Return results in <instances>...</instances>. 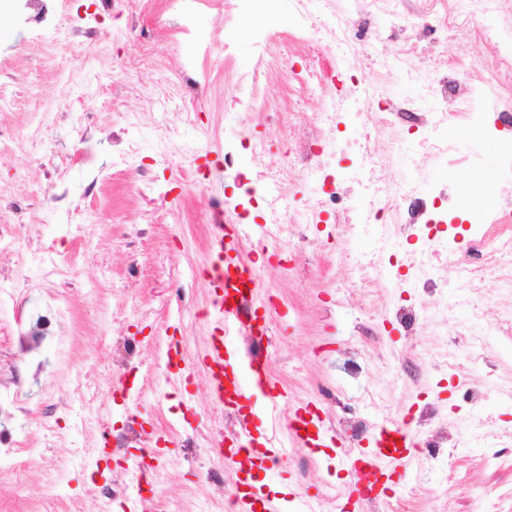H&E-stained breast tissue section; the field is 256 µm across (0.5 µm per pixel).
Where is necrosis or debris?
Wrapping results in <instances>:
<instances>
[{"label": "necrosis or debris", "mask_w": 512, "mask_h": 512, "mask_svg": "<svg viewBox=\"0 0 512 512\" xmlns=\"http://www.w3.org/2000/svg\"><path fill=\"white\" fill-rule=\"evenodd\" d=\"M281 2L224 0V20L229 23L241 17L250 23L257 53L265 56L275 49L265 23ZM292 2L311 58L308 80L327 106L298 125L296 152L288 161L273 158L258 143L225 142V177L233 180L240 193L250 195L283 181L294 165L311 200L303 223L318 224L327 215L353 238L375 227L371 252L354 262L363 274L358 290L372 287L380 278L399 287L435 289L438 266H453L455 284L441 298L442 318L447 321L457 311H467V318L458 324L466 341L446 351L441 364L455 371L488 363L495 343H512V150L499 156L498 210L475 215L463 246L454 237L430 233L429 228L444 223V210L468 203L478 191L477 184L467 179L444 184L430 199L393 181L392 172L409 168L420 176L427 161L450 160L459 132L487 140L512 130V0H352L347 13L337 8L335 0H319L315 11L309 7L310 0ZM377 17L388 20L386 32L370 29L369 20ZM488 18L493 19V27H483ZM462 28L471 29L485 46L482 69L461 73L434 68L422 76L409 69L407 78L422 81L420 94L406 99L387 95L393 69L384 53L386 40H400V53L406 56L427 39L447 47L449 36ZM361 54L372 58L377 84L363 83L351 68V59ZM342 145L349 147L352 161L346 176L339 178L326 168ZM394 238L415 242V260L404 275L391 263L389 248ZM490 276L498 294L509 300L491 321L482 304ZM474 442L485 447L487 468L512 466V432L497 429L487 418L458 426L451 437L432 429L427 445L444 446L453 453Z\"/></svg>", "instance_id": "obj_1"}]
</instances>
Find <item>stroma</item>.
Returning <instances> with one entry per match:
<instances>
[{"instance_id":"stroma-1","label":"stroma","mask_w":512,"mask_h":512,"mask_svg":"<svg viewBox=\"0 0 512 512\" xmlns=\"http://www.w3.org/2000/svg\"><path fill=\"white\" fill-rule=\"evenodd\" d=\"M269 28L277 49L258 60L250 28L232 25V55L214 48L198 59L205 86L189 90L181 59L193 54L178 30L173 0H69L43 24L13 15L0 32V224L17 239L0 242V396L27 391L17 418L26 436L23 469H0V512H122L133 489L125 466L141 454L126 442L137 417L145 431L177 435L158 445L156 501L162 512H209L231 488L234 468L207 441L228 423L215 408L199 365L214 322L204 271L212 262L214 201L234 193L224 176V143L249 135L288 142L287 125L264 123L263 109L316 112V93L290 81L305 65L285 0ZM261 66L271 77L241 125L224 120L226 71ZM501 147L458 138L461 178L490 181ZM245 249L263 294L286 300L271 320L267 362L296 399L315 400L332 426L356 414L363 426L438 403L452 430L474 412L512 430V400L489 397L480 410L460 387L482 371L457 375L458 387L429 364L456 341V326L428 321L412 336H364L366 310L377 318L399 303L401 289L353 288L350 255L367 238H333V226L307 230L285 272L270 253L261 195L242 198ZM63 302L64 338L45 380L33 383L35 349L23 342L30 316ZM182 359L167 364L170 341ZM141 380L138 400L123 381ZM335 449L291 452L283 467L260 472V492L294 506L325 481L342 485ZM474 443L454 463L421 455L406 489L411 512H479L470 485L512 483V470L483 465ZM457 480H449V467ZM117 491L108 499L106 491Z\"/></svg>"}]
</instances>
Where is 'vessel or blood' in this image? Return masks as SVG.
Here are the masks:
<instances>
[{
    "label": "vessel or blood",
    "instance_id": "b4317fda",
    "mask_svg": "<svg viewBox=\"0 0 512 512\" xmlns=\"http://www.w3.org/2000/svg\"><path fill=\"white\" fill-rule=\"evenodd\" d=\"M214 260L207 278L213 295V311L220 325L205 350L201 365L207 374L211 397L216 405L239 410L243 417L227 440L230 455L243 449H258L262 459L279 463L289 447L325 448L336 444L334 429L304 403L292 405L287 418H281L278 430L266 432L268 419L279 416L288 390L267 369L266 357L239 346V335H268V327L258 326L257 310L265 300L260 292L256 267L244 249L242 231L236 224L215 225L212 235ZM263 395L264 406H255L254 395ZM265 430L264 439L254 436ZM370 452L347 460L345 494L357 497L368 474L392 478L406 476L419 446L403 423L392 421L379 426L370 442Z\"/></svg>",
    "mask_w": 512,
    "mask_h": 512
}]
</instances>
